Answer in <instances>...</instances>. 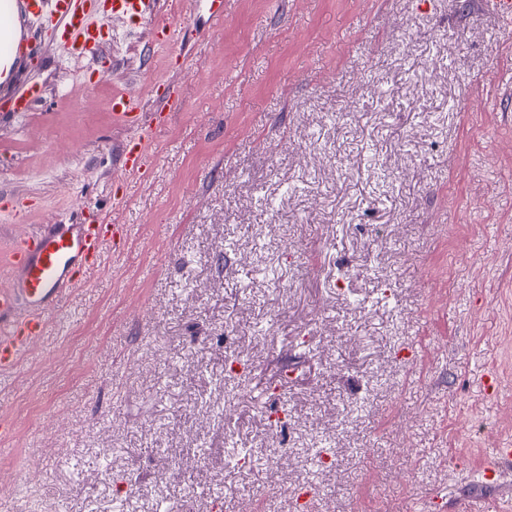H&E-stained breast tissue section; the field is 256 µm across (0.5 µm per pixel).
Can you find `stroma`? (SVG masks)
<instances>
[{"instance_id":"obj_1","label":"stroma","mask_w":512,"mask_h":512,"mask_svg":"<svg viewBox=\"0 0 512 512\" xmlns=\"http://www.w3.org/2000/svg\"><path fill=\"white\" fill-rule=\"evenodd\" d=\"M167 9L170 50L101 0L98 47L18 17L0 101L41 97L0 125L30 206L0 254L91 207L129 235L0 375V512H296L310 481L308 512H512V477L477 483L512 446V30L477 0ZM122 89L180 105L116 210ZM512 459V448H495L493 449L491 460L483 467L479 475V481L486 484H494L497 482L501 465Z\"/></svg>"}]
</instances>
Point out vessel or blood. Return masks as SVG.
<instances>
[{
  "mask_svg": "<svg viewBox=\"0 0 512 512\" xmlns=\"http://www.w3.org/2000/svg\"><path fill=\"white\" fill-rule=\"evenodd\" d=\"M151 0H112L121 12L149 14L157 43L172 45L179 38L178 28L160 8L151 7ZM25 13L37 16L42 0H0V62L12 59L17 48L12 38L15 5ZM484 11L493 15L505 29H512V0H482ZM50 22L62 26L64 34L89 36L85 23V0H55ZM38 98L37 91L9 98L0 104V115L16 118L31 111ZM158 108L151 120H144L138 97L120 91L112 97L116 120L132 128L122 156V167L131 174L151 170L156 159L150 149L152 123L163 122L176 98L171 93L157 97ZM127 237L123 224H50L38 232L24 236L11 253L9 284L0 289V373L13 370L22 354L36 346L47 332L48 314L65 294L86 281L101 262L104 247L120 251ZM512 460V448H497L483 467L479 480L496 483L501 465Z\"/></svg>",
  "mask_w": 512,
  "mask_h": 512,
  "instance_id": "obj_1",
  "label": "vessel or blood"
}]
</instances>
